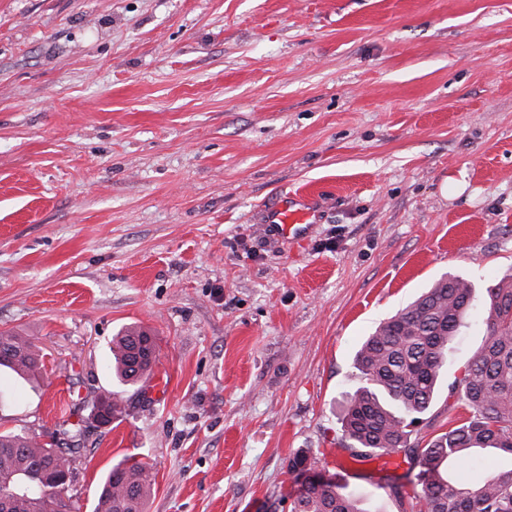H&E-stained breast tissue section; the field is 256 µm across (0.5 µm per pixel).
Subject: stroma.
Wrapping results in <instances>:
<instances>
[{
  "label": "stroma",
  "instance_id": "stroma-1",
  "mask_svg": "<svg viewBox=\"0 0 512 512\" xmlns=\"http://www.w3.org/2000/svg\"><path fill=\"white\" fill-rule=\"evenodd\" d=\"M307 196L306 238L269 235ZM509 272L512 0H0V331L43 355L37 382L0 378V430L85 428L74 512L128 456L155 472L145 512H291L301 451L402 512L405 454L340 472L354 355L442 275L472 282L429 441ZM130 325L158 359L120 388Z\"/></svg>",
  "mask_w": 512,
  "mask_h": 512
}]
</instances>
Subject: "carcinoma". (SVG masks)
<instances>
[{
  "mask_svg": "<svg viewBox=\"0 0 512 512\" xmlns=\"http://www.w3.org/2000/svg\"><path fill=\"white\" fill-rule=\"evenodd\" d=\"M484 341L464 367L454 389L468 416L434 436L424 447L410 442L411 427L432 406L453 338L464 326L474 288L446 275L416 300L380 323L354 358L361 385L340 404L342 446L355 458L402 452L436 480L413 493L414 512H512V461L490 470L478 483L463 482L451 471L486 453L512 458V274L486 288ZM115 380L134 386L156 362V341L138 326L113 337ZM39 349L30 338L0 332V371L36 379ZM82 439V428L62 431L49 448L22 433H0V512H49L61 492L43 483L50 466L68 460ZM318 457L303 451L290 470L314 469ZM155 483L152 468L133 459L116 464L100 485L93 512H144ZM332 481L310 484L294 501L293 512H364L359 501Z\"/></svg>",
  "mask_w": 512,
  "mask_h": 512,
  "instance_id": "carcinoma-1",
  "label": "carcinoma"
}]
</instances>
